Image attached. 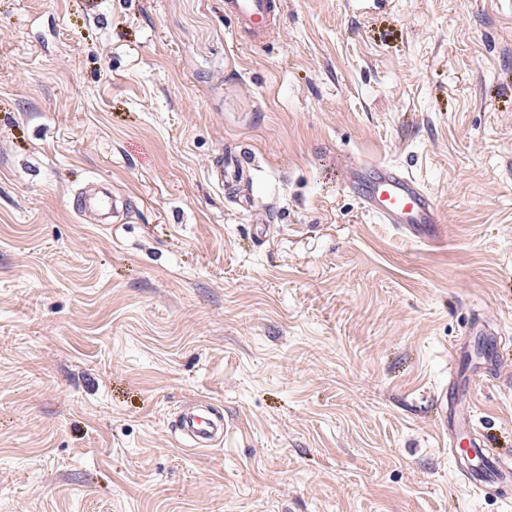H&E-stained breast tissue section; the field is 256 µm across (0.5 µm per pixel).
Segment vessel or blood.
I'll return each mask as SVG.
<instances>
[{"instance_id": "1", "label": "vessel or blood", "mask_w": 512, "mask_h": 512, "mask_svg": "<svg viewBox=\"0 0 512 512\" xmlns=\"http://www.w3.org/2000/svg\"><path fill=\"white\" fill-rule=\"evenodd\" d=\"M280 12L275 0H224L225 15L234 20L238 34L251 44L275 37L280 29ZM250 170L245 156L231 146L212 161L207 174L217 185L227 186L247 178ZM348 189L356 196L363 212L375 222L394 225L423 243L440 240L438 205L405 168L384 162L353 161L349 165ZM131 207L128 197L113 196L102 183L81 192L76 199L78 212L96 215L102 224L123 220ZM435 404L443 430L453 434L461 428H472L473 408L460 401L454 390H442ZM174 428L192 450L224 442L223 416L203 403L181 411ZM465 452L478 464L477 469L465 472V484L485 490L500 481L499 453L490 448L487 440L469 438Z\"/></svg>"}]
</instances>
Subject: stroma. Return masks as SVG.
<instances>
[{"label": "stroma", "instance_id": "35a3bbf8", "mask_svg": "<svg viewBox=\"0 0 512 512\" xmlns=\"http://www.w3.org/2000/svg\"><path fill=\"white\" fill-rule=\"evenodd\" d=\"M354 159L409 169L441 241L363 213ZM91 180L126 222L74 212ZM448 386L512 456L496 0H284L264 45L224 0H0V512H512L463 483ZM201 400L224 442L189 452ZM251 170L248 160L236 147H227L224 154L212 161L207 170L208 178L223 188L247 178Z\"/></svg>", "mask_w": 512, "mask_h": 512}]
</instances>
